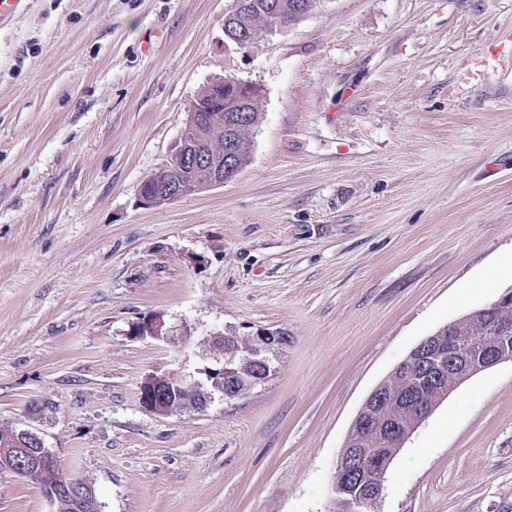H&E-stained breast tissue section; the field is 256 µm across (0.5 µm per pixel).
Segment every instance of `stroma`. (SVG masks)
Here are the masks:
<instances>
[{
    "label": "stroma",
    "instance_id": "stroma-1",
    "mask_svg": "<svg viewBox=\"0 0 512 512\" xmlns=\"http://www.w3.org/2000/svg\"><path fill=\"white\" fill-rule=\"evenodd\" d=\"M232 0H30L0 27V430L97 512H336L354 419L427 336L512 288V0H321L245 49ZM235 72L236 179L145 207L190 102ZM159 314L190 341L132 338ZM285 341L226 399L216 332ZM206 408H143L151 374ZM0 472V512H48ZM375 512H512V361L392 460ZM228 85H231L235 89V96L233 100L224 99L223 113L232 112V114L228 116L229 121L226 124L229 134L224 140L225 158L230 154L237 155L240 149L236 140L233 139V135L230 134L234 129V122L231 120L234 118L240 119L242 117L241 112H246V107L251 106L261 95V89L259 87L235 74H228L223 78L212 81L206 88L214 90L220 87L224 88L225 86L224 90H227ZM248 111L249 112H246L247 118L237 123L234 129V135L238 143L245 146V149H243L237 157H234L235 165L241 169L246 166L251 153L249 133L258 125L261 114L255 106L248 107Z\"/></svg>",
    "mask_w": 512,
    "mask_h": 512
}]
</instances>
